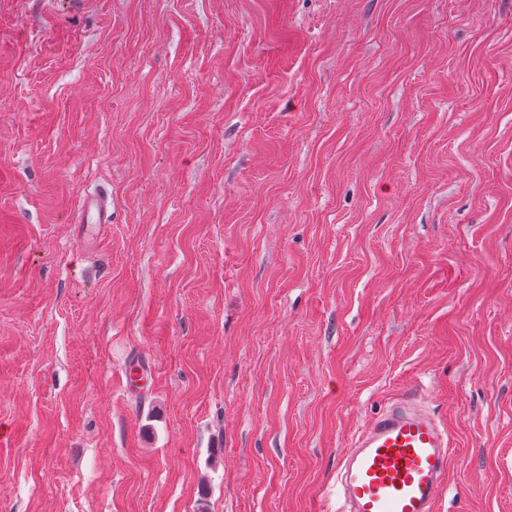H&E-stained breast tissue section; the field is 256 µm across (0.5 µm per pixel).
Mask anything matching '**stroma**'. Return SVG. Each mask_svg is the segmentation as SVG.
Listing matches in <instances>:
<instances>
[{"label":"stroma","mask_w":512,"mask_h":512,"mask_svg":"<svg viewBox=\"0 0 512 512\" xmlns=\"http://www.w3.org/2000/svg\"><path fill=\"white\" fill-rule=\"evenodd\" d=\"M405 396L512 512V0H0V512H337ZM112 212L106 198L92 195L82 201L80 220L82 224H108L112 221Z\"/></svg>","instance_id":"1"}]
</instances>
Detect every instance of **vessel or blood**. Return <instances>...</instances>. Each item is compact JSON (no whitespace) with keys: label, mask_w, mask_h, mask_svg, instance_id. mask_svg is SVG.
Masks as SVG:
<instances>
[{"label":"vessel or blood","mask_w":512,"mask_h":512,"mask_svg":"<svg viewBox=\"0 0 512 512\" xmlns=\"http://www.w3.org/2000/svg\"><path fill=\"white\" fill-rule=\"evenodd\" d=\"M84 224H108L106 198L81 204ZM447 430L411 398L367 423L343 454L336 475L346 512H435L448 468Z\"/></svg>","instance_id":"1"}]
</instances>
